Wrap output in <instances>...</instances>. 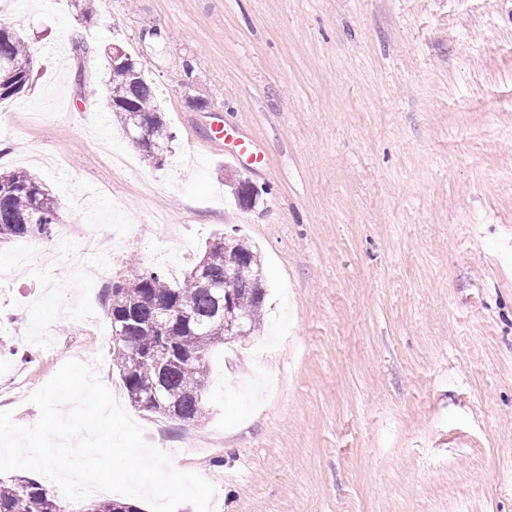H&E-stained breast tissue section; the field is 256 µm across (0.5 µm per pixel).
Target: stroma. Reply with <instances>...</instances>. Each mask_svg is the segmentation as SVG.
I'll list each match as a JSON object with an SVG mask.
<instances>
[{"mask_svg":"<svg viewBox=\"0 0 512 512\" xmlns=\"http://www.w3.org/2000/svg\"><path fill=\"white\" fill-rule=\"evenodd\" d=\"M0 26L36 57L0 102V168L59 202L49 238L0 245V369L35 390L46 362L99 357L120 386L78 268L183 271L232 234L268 296L260 332L210 356L205 423L122 403L215 512H512V0H97L88 22L0 0ZM115 44L176 134L162 167L105 108ZM90 182L106 193L75 207ZM133 224L153 231L88 248Z\"/></svg>","mask_w":512,"mask_h":512,"instance_id":"obj_1","label":"stroma"}]
</instances>
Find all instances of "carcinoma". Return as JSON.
Masks as SVG:
<instances>
[{
  "instance_id": "obj_1",
  "label": "carcinoma",
  "mask_w": 512,
  "mask_h": 512,
  "mask_svg": "<svg viewBox=\"0 0 512 512\" xmlns=\"http://www.w3.org/2000/svg\"><path fill=\"white\" fill-rule=\"evenodd\" d=\"M33 61L27 42L17 30L0 29V89L14 86L21 94L28 85ZM106 109L113 121L127 128L132 115L148 125L152 142L171 148L175 135L156 103L153 86L144 75L132 77L122 66L110 65ZM258 192L241 184L238 204L255 207ZM57 223V201L49 189L23 169L0 171V244L16 239H40ZM243 265L249 275L224 298L228 267L224 255ZM266 296L261 258L239 238L214 237L201 259L173 286L160 271L142 270L109 288L105 306L110 323L126 342L112 345L115 368L131 404L168 419L202 424L206 409L202 395L214 348L235 337L224 333V317H242L250 333L260 330ZM0 512H65L46 485L17 477L0 480ZM80 512H141L126 500L95 499Z\"/></svg>"
}]
</instances>
